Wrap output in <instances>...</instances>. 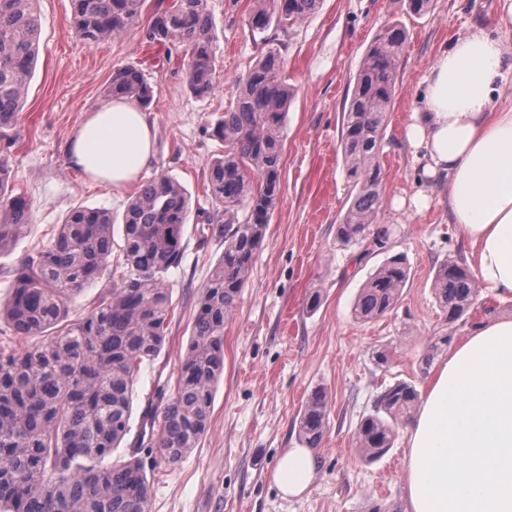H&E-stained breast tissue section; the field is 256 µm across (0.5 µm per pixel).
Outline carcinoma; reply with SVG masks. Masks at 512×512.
<instances>
[{
  "mask_svg": "<svg viewBox=\"0 0 512 512\" xmlns=\"http://www.w3.org/2000/svg\"><path fill=\"white\" fill-rule=\"evenodd\" d=\"M71 24L89 45L134 28L146 0H71ZM321 0H253L249 25L304 23ZM41 22L35 0H0V135L17 122L27 98ZM149 42L187 54L185 82L211 93L216 35L209 0H157ZM406 32L384 27L364 53L344 114L341 146L349 183L338 239L355 245L371 234L381 206L380 156L394 100ZM238 95L213 125L224 152L212 161V210H200V236L224 241V252L201 288L191 335L166 401L142 412L132 451L113 457L131 432L133 388L142 365L160 355L171 292L165 279L185 251L191 197L173 176L144 180L122 216L120 278L84 316L71 320V300L102 278L112 263V212L78 205L51 242L9 270L12 292L0 319L23 346L0 343V512H150L152 484L142 453L166 465L180 462L207 433L218 380L224 373V325L233 316L281 190L280 159L293 88L278 49L238 78ZM107 99L133 98L146 107L152 87L143 69L115 70ZM31 223L27 198L15 192L0 158V253ZM407 280L400 258L381 264L360 291L354 315L374 320L396 305ZM445 325L453 326L477 299L469 271L448 260L433 279ZM418 401L413 383L399 381L363 417L355 447L369 460L392 448L399 424ZM328 395L308 396L298 433L307 448L322 443Z\"/></svg>",
  "mask_w": 512,
  "mask_h": 512,
  "instance_id": "obj_1",
  "label": "carcinoma"
}]
</instances>
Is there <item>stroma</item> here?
Wrapping results in <instances>:
<instances>
[{
	"label": "stroma",
	"mask_w": 512,
	"mask_h": 512,
	"mask_svg": "<svg viewBox=\"0 0 512 512\" xmlns=\"http://www.w3.org/2000/svg\"><path fill=\"white\" fill-rule=\"evenodd\" d=\"M217 36L214 88L195 97L183 81L184 54L171 61L146 43L147 20L122 38L86 44L71 26L70 0H38V59L21 120L6 156L14 183L30 202L33 221L0 254V298L7 275L52 239L73 206L111 210L121 219L133 189L117 191L75 169L65 145L86 112L106 101L114 69L134 65L147 75L154 96V171L174 176L193 202L210 208L207 168L223 150L211 126L237 95L236 81L264 54L278 48L296 95L288 110L281 195L263 245L224 327V373L210 428L180 463L148 468L151 512H407L402 440L379 460L357 457L354 434L385 387L409 381L424 389L419 363L431 336L446 326L432 292L437 267L466 264L469 248L448 220L444 190L424 178L406 140L417 85L441 47L488 21L497 0H432L426 14L406 0H322L303 24H270L252 31L251 0H210ZM401 23L407 34L396 95L387 115L379 227L384 245L345 246L336 238L348 182L340 146L343 112L362 56L381 28ZM181 264L167 273L174 307L168 342L144 364L134 385L132 425L147 399L169 389L192 327L199 292L224 250L187 224ZM402 255L409 279L395 309L372 321L353 315L369 275ZM320 291L309 311L307 298ZM388 348L389 361L375 353ZM329 392L328 423L314 449L316 477L300 497L283 498L272 482L279 453L296 447L298 416L315 388Z\"/></svg>",
	"instance_id": "stroma-1"
}]
</instances>
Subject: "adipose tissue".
<instances>
[{
    "mask_svg": "<svg viewBox=\"0 0 512 512\" xmlns=\"http://www.w3.org/2000/svg\"><path fill=\"white\" fill-rule=\"evenodd\" d=\"M512 0L449 40L424 72L407 138L447 189L485 294L512 296ZM89 179L122 189L155 160L136 101L90 112L67 146ZM316 476L309 449H285L272 479L288 496ZM408 512H512V315L479 323L433 371L405 430Z\"/></svg>",
    "mask_w": 512,
    "mask_h": 512,
    "instance_id": "adipose-tissue-1",
    "label": "adipose tissue"
}]
</instances>
